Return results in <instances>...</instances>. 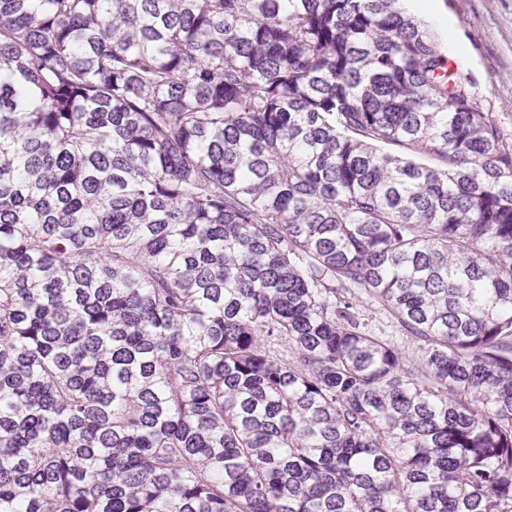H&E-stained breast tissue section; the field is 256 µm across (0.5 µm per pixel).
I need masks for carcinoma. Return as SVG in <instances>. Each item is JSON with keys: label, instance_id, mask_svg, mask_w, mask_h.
Masks as SVG:
<instances>
[{"label": "carcinoma", "instance_id": "obj_1", "mask_svg": "<svg viewBox=\"0 0 512 512\" xmlns=\"http://www.w3.org/2000/svg\"><path fill=\"white\" fill-rule=\"evenodd\" d=\"M0 512H512V151L400 0H0ZM377 306H370L369 309L363 308L365 318L368 319L369 324L379 333L387 336H393L398 343H404L402 336H398L396 328L386 318L385 314L379 310Z\"/></svg>", "mask_w": 512, "mask_h": 512}]
</instances>
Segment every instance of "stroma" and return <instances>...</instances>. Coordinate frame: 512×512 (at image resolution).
I'll list each match as a JSON object with an SVG mask.
<instances>
[{
  "label": "stroma",
  "instance_id": "35a3bbf8",
  "mask_svg": "<svg viewBox=\"0 0 512 512\" xmlns=\"http://www.w3.org/2000/svg\"><path fill=\"white\" fill-rule=\"evenodd\" d=\"M458 71L480 110L490 113L512 146V0H407Z\"/></svg>",
  "mask_w": 512,
  "mask_h": 512
}]
</instances>
